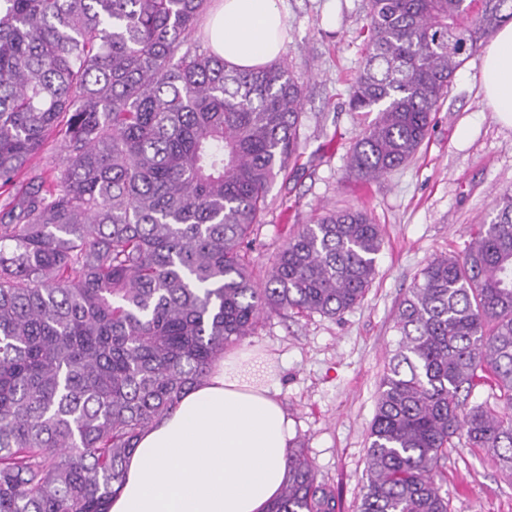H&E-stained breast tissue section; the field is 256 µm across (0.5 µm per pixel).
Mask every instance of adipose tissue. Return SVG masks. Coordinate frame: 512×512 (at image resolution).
<instances>
[{"mask_svg":"<svg viewBox=\"0 0 512 512\" xmlns=\"http://www.w3.org/2000/svg\"><path fill=\"white\" fill-rule=\"evenodd\" d=\"M210 49L246 70L277 60L288 21L276 0H219ZM484 98L512 126V23L491 36L480 70ZM290 422L249 354L218 356L209 373L142 433L108 512H267L287 473Z\"/></svg>","mask_w":512,"mask_h":512,"instance_id":"1","label":"adipose tissue"}]
</instances>
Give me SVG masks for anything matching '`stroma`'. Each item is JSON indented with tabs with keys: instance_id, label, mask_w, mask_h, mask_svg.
I'll list each match as a JSON object with an SVG mask.
<instances>
[{
	"instance_id": "1",
	"label": "stroma",
	"mask_w": 512,
	"mask_h": 512,
	"mask_svg": "<svg viewBox=\"0 0 512 512\" xmlns=\"http://www.w3.org/2000/svg\"><path fill=\"white\" fill-rule=\"evenodd\" d=\"M367 3L278 0L288 16L284 56L305 86L303 155L270 189L250 262L263 277L322 209H364L382 228L376 277L363 302L340 318L270 311L239 344L264 354L271 392L319 481L334 490L336 512H357L379 381L398 339V304L430 260L464 250L473 227L490 221L496 193L512 188V127L483 100L478 54L456 72L408 164L366 185L345 179L348 150L372 119L349 107ZM442 490L451 512H512V480L479 448L449 449Z\"/></svg>"
}]
</instances>
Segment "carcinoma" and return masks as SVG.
<instances>
[{
  "mask_svg": "<svg viewBox=\"0 0 512 512\" xmlns=\"http://www.w3.org/2000/svg\"><path fill=\"white\" fill-rule=\"evenodd\" d=\"M208 0H0V512H107L141 433L260 316L360 305L383 238L364 210L305 224L257 280L271 185L301 152L285 61L240 71L194 37ZM512 0H369L351 86L375 119L345 175L404 166ZM59 173L30 167L49 138ZM357 512H450L448 449L512 479V189L399 303ZM495 404H473L480 386ZM268 512H336L301 444Z\"/></svg>",
  "mask_w": 512,
  "mask_h": 512,
  "instance_id": "obj_1",
  "label": "carcinoma"
}]
</instances>
